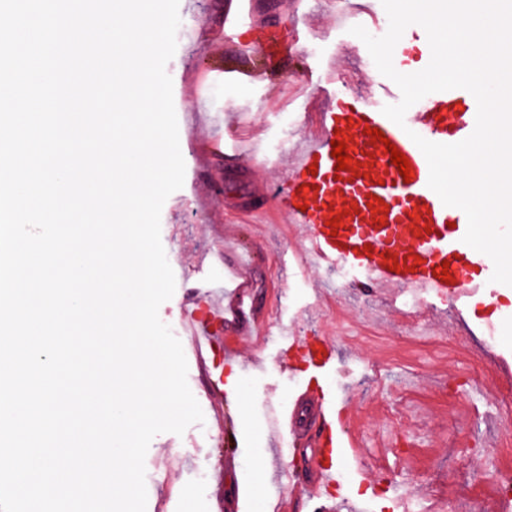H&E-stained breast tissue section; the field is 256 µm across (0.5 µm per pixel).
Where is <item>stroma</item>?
<instances>
[{
	"instance_id": "1",
	"label": "stroma",
	"mask_w": 512,
	"mask_h": 512,
	"mask_svg": "<svg viewBox=\"0 0 512 512\" xmlns=\"http://www.w3.org/2000/svg\"><path fill=\"white\" fill-rule=\"evenodd\" d=\"M257 26L251 40L275 38L280 54L268 64L257 53L242 55L214 46L211 37L227 14L229 0H179L177 48L166 65L183 153L197 157L184 184L164 202L161 241L171 268L178 270L171 299L159 317L187 351L188 385L204 421L183 435L162 433L146 458V512H215L217 498L254 512L262 502L274 512L288 496L278 466L302 469L289 452L287 437L267 435L264 408L289 404L300 385L273 363L278 339H269L263 362L249 341H241L237 376L240 397L225 395L229 443L220 445L214 411L206 396L207 378L191 354L182 326L180 300L191 287L216 279L214 262L225 231H235L256 248L254 276L267 304V289H278L288 303L279 317L294 321L299 337L334 333L341 375L321 379L329 391L348 384L361 414L369 446L362 460L346 458L352 477L336 512H396L399 495L432 505L449 499L456 512H512L498 506L497 472L512 467V424L496 409L498 398L486 384L495 362L512 364V288L501 289L495 304L479 299L464 312L440 304L425 319L397 313L386 299L354 284H340L333 270L310 269L295 257V225L275 207L267 190L287 157L277 147V116L302 114L311 101L328 103L342 92L339 73L365 72V44L337 26L332 0H255ZM209 99L199 106L197 93ZM243 135L255 159L226 161L206 153L204 138ZM495 343H488V332ZM248 405V424L237 419L239 402ZM403 446L400 455L391 446ZM208 479L199 482L197 474Z\"/></svg>"
}]
</instances>
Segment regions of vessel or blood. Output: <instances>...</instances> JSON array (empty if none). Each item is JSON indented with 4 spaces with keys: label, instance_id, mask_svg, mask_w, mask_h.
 <instances>
[{
    "label": "vessel or blood",
    "instance_id": "1",
    "mask_svg": "<svg viewBox=\"0 0 512 512\" xmlns=\"http://www.w3.org/2000/svg\"><path fill=\"white\" fill-rule=\"evenodd\" d=\"M336 6L340 14L359 16L371 25L379 22L375 0L357 6L352 0H336ZM396 90L394 82L383 81L367 94H339L327 103L317 134L297 146L275 200L289 223L301 229L297 253L302 261L341 269L366 288L388 287L398 294L411 290L424 304L442 300L462 311L473 298L497 295L498 286L490 281L493 262L464 243L467 218L429 188L427 160L411 136L443 144L466 139L475 128L476 100L464 89L429 94L409 108L400 127L381 112L384 99ZM368 126L382 131L384 141L364 136ZM336 139L346 141L357 169H339L332 155ZM391 144L408 159L411 181H404L392 164ZM375 199L383 201V208L372 210ZM335 217L341 220L336 230L328 225ZM391 261L398 262L399 271L388 269ZM225 262L231 283L212 281L202 293L181 300L185 330L211 378L208 395L219 423L224 420V365L233 360L241 337H250L260 351L269 331L277 330L274 362L291 375L304 369L320 372L336 362L330 337L319 334L301 341L291 324L260 319L250 255L229 250ZM445 269L451 274L447 282L441 277ZM356 418L347 393L308 387L297 392L291 409L267 404L265 428L269 434L289 436L292 455L307 466L305 490L317 498L339 484L336 459L363 446L353 427Z\"/></svg>",
    "mask_w": 512,
    "mask_h": 512
}]
</instances>
